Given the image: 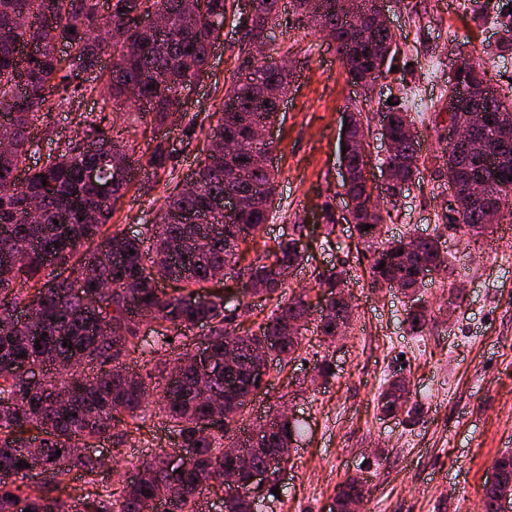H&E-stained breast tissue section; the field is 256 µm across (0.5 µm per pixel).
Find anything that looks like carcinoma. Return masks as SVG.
<instances>
[{
    "label": "carcinoma",
    "mask_w": 512,
    "mask_h": 512,
    "mask_svg": "<svg viewBox=\"0 0 512 512\" xmlns=\"http://www.w3.org/2000/svg\"><path fill=\"white\" fill-rule=\"evenodd\" d=\"M100 0H0V512H70V505L51 491L26 485L33 469L51 474L57 484L73 471L98 473L99 461L75 456L81 443L92 448L101 440L118 442L145 427L156 417L173 424L174 447L190 457L188 466L175 464L165 450L146 452L141 466L145 475L120 490L105 484L80 498V512H146L157 498L176 494L178 512H198V499L223 487L224 439L236 435L249 412L251 394L259 386L250 367V351L271 337L278 338L279 361L288 362L301 349L309 316L306 292L281 298L286 288L285 270L304 258L301 238L284 239L273 248H261L260 231L269 220L275 195L274 172L251 167L253 153L267 149L260 138V125L277 120L278 108L266 97L272 84L288 90L289 71L262 61L253 66L247 84L233 81L226 90L217 124L208 135L205 157L194 172L199 189L182 194L178 189L166 197L149 231L155 238L154 256L145 261L140 240L107 224L117 202L125 195L140 170L158 178L168 172L171 152L159 140L147 157H134V148L122 137L103 129L108 116L86 117L84 137L47 154L34 168L27 161L34 151L33 123L41 112H51L70 98L69 76L62 73L60 46L70 49L73 60L84 71H95L102 54L113 50L117 59L107 86L115 111L142 103L153 132L166 127L178 111L184 91L191 89L197 74L208 66L214 30L224 25L229 0H205L207 16L197 21L184 0H111L106 14L98 13ZM279 0H256V9L244 25L241 44L260 36L267 24L278 21ZM345 0H293L294 14L303 16L318 9L324 21L323 34L334 42L336 57L352 84L373 83L382 75L383 62L391 63L393 34L370 15L373 0H356L351 7L363 11L360 23L346 12ZM155 10L163 18L160 29L138 26L132 14ZM37 40L33 59L20 65L25 38ZM134 52L123 53L127 42ZM487 72L476 64L463 75H448V89L462 80L472 86L488 82ZM480 107L490 124L480 131L482 143L473 157L444 147L448 188L464 191L477 166L472 158L490 160L497 178L490 193L503 203L512 217V151L497 152L488 143L495 140V117L512 113V86L492 88L481 98ZM393 124L384 135L397 145L401 162L389 157L383 164L395 182L382 191L388 203L404 191L401 182L412 178L411 162L418 158V138L408 137L413 117L408 108L387 109ZM345 123L351 139L365 136L363 115L351 109ZM235 139L239 153L224 156V142ZM124 146L127 161L114 158V148ZM235 173L246 196L238 217L225 222L214 201L224 196L225 176ZM350 191L363 199L351 214L358 235L369 244L371 286L398 282L416 290L434 270L447 268L448 259L437 240L409 239L376 243L373 228L383 223L382 214L366 208L369 198L362 166L353 167ZM371 226L365 230V226ZM254 258L240 267L243 254ZM70 269L66 277L45 278L49 264ZM385 266H380V263ZM246 276L254 292L276 299L274 307L257 329L238 331V315L226 313L224 296L210 291L223 280L238 284ZM346 270L318 273L328 312L320 314L318 335L336 341L338 320L350 317L340 294ZM163 281L178 284L172 292L160 288ZM34 309L33 318L13 317L19 308ZM154 322L155 338L140 337V324ZM409 329L414 334L428 324L426 311L409 308ZM198 325L209 326V360L221 374L186 368L170 375L179 358L166 359L173 339L187 335ZM293 334H288V327ZM68 346H63V343ZM238 346V361L224 365V345ZM139 354L162 365L160 397L154 412L149 406V385L137 373L122 371L120 364ZM57 358L74 362L73 371L28 384L20 368L42 367ZM99 365V373L88 379L79 369ZM404 382L394 378L378 397L380 413L389 418L395 408L396 391ZM210 393L234 405V410L216 423L212 404L200 396ZM300 433L287 417L273 422L256 442L240 437L244 447L263 448L255 463L267 465L277 450L287 448ZM40 443V456L31 459L27 448ZM61 455H56V451ZM23 467H18V464ZM29 467H24V464ZM494 467L501 473L497 488L484 489L485 512H497L499 495L512 491V451L502 453ZM242 493L224 502V512H254L252 496L241 478ZM365 478L353 476L342 483L335 498L336 512H347L350 499L362 490Z\"/></svg>",
    "instance_id": "obj_1"
}]
</instances>
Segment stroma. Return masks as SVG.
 <instances>
[{
	"mask_svg": "<svg viewBox=\"0 0 512 512\" xmlns=\"http://www.w3.org/2000/svg\"><path fill=\"white\" fill-rule=\"evenodd\" d=\"M466 2L461 9L456 0H387L397 45L394 67L369 90L348 82L332 45L294 27L290 0L279 2V24L263 55L287 59L292 78L274 132L275 210L261 235L271 245L306 225L307 256L288 285L307 290L311 309L301 350L282 372L270 374L250 412L256 419L284 402L304 427L262 512H332L339 485L356 474L370 479L360 512H480L495 460L512 450V222L478 235L447 229L437 219L448 196L443 102L451 63L485 59L492 85L512 84V53L497 50L504 28L512 25V0ZM248 15L241 0L226 15L208 76L187 91L182 119L167 128L175 156L170 180L137 177L118 202L112 222L126 235L148 240L146 226L171 185L203 159L224 93L247 70L241 36ZM70 83L68 105L41 115L32 128L41 152L74 139L83 116L112 109L92 74L72 75ZM413 94L424 102L413 112L419 174L391 207L381 233L386 239L439 237L448 268L432 272L430 283L410 297L371 287L367 252L355 230L343 225L328 237L323 225L307 218L324 203L338 209L344 204L339 141L346 108L368 113L367 143L379 162V113L389 102L408 103ZM341 264L355 315L344 338L330 344L315 330L323 297L316 276ZM413 304L424 307L429 319L419 336L405 322ZM322 358L331 360L334 374L316 384L311 377ZM398 371L421 407L417 420L384 418L377 411L379 391ZM175 438L171 426L156 419L122 445L98 443L94 453L106 458V468L92 481L71 473L66 491L78 496L94 483L121 486L137 472L147 448L170 449Z\"/></svg>",
	"mask_w": 512,
	"mask_h": 512,
	"instance_id": "1",
	"label": "stroma"
}]
</instances>
